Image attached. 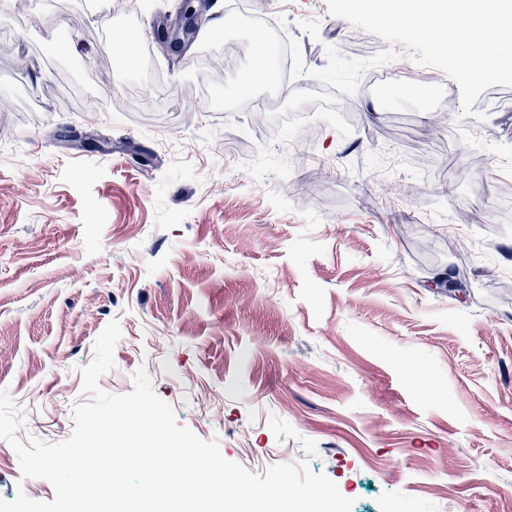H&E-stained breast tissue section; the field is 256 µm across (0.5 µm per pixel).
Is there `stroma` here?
Wrapping results in <instances>:
<instances>
[{
  "instance_id": "1",
  "label": "stroma",
  "mask_w": 512,
  "mask_h": 512,
  "mask_svg": "<svg viewBox=\"0 0 512 512\" xmlns=\"http://www.w3.org/2000/svg\"><path fill=\"white\" fill-rule=\"evenodd\" d=\"M231 2L207 12L230 27L154 49L146 78L106 49L97 0H0V389L30 401L18 438L70 437L115 320L100 388L145 370L178 426L252 473L308 463L352 512H512V88L481 121L446 80L433 131L400 83L324 119L313 96L342 94L384 41L348 42L326 0H264L299 70L245 99L258 61L226 59L249 41ZM291 139L331 167L287 166ZM385 154L393 206L372 179ZM457 240L469 288L432 287ZM21 489L54 498L0 456V498Z\"/></svg>"
}]
</instances>
